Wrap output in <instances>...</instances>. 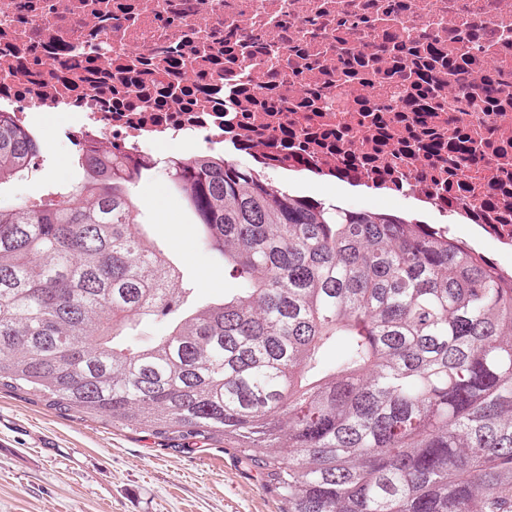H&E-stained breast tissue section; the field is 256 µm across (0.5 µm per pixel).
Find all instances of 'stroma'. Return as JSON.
Wrapping results in <instances>:
<instances>
[{"label":"stroma","mask_w":512,"mask_h":512,"mask_svg":"<svg viewBox=\"0 0 512 512\" xmlns=\"http://www.w3.org/2000/svg\"><path fill=\"white\" fill-rule=\"evenodd\" d=\"M73 148L45 138L36 169L0 190L34 201L76 184ZM140 219L193 287L219 302L234 282L204 246L198 225L165 168L135 188ZM0 512H281L259 472L232 444L178 452L166 441L92 418L63 416L34 396L0 392Z\"/></svg>","instance_id":"1"}]
</instances>
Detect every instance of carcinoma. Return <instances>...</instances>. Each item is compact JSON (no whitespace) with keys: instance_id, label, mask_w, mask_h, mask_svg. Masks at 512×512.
Returning a JSON list of instances; mask_svg holds the SVG:
<instances>
[{"instance_id":"carcinoma-1","label":"carcinoma","mask_w":512,"mask_h":512,"mask_svg":"<svg viewBox=\"0 0 512 512\" xmlns=\"http://www.w3.org/2000/svg\"><path fill=\"white\" fill-rule=\"evenodd\" d=\"M42 139L0 120V187ZM0 206V390L192 450L232 441L282 512H512V273L436 224L338 209L203 154L168 161L236 283L199 305L108 149ZM167 324L137 341L140 319Z\"/></svg>"}]
</instances>
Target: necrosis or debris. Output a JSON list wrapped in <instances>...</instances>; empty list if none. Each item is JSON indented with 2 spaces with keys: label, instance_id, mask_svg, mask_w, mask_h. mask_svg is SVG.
Returning a JSON list of instances; mask_svg holds the SVG:
<instances>
[{
  "label": "necrosis or debris",
  "instance_id": "4bbe7bcc",
  "mask_svg": "<svg viewBox=\"0 0 512 512\" xmlns=\"http://www.w3.org/2000/svg\"><path fill=\"white\" fill-rule=\"evenodd\" d=\"M132 158L234 143L512 252V0H0V114Z\"/></svg>",
  "mask_w": 512,
  "mask_h": 512
}]
</instances>
